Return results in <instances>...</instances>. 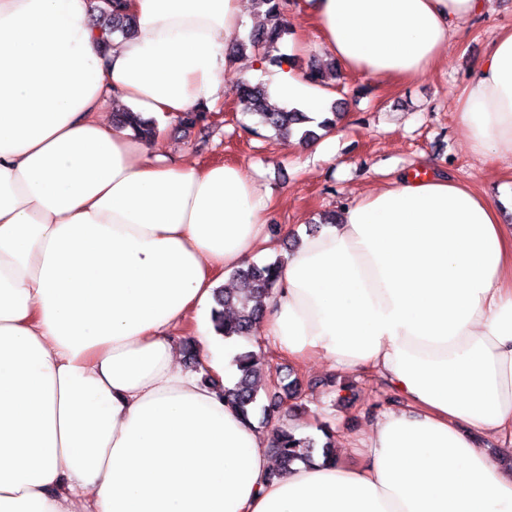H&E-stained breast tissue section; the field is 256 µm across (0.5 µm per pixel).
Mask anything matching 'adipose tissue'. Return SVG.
Instances as JSON below:
<instances>
[{
	"instance_id": "1",
	"label": "adipose tissue",
	"mask_w": 512,
	"mask_h": 512,
	"mask_svg": "<svg viewBox=\"0 0 512 512\" xmlns=\"http://www.w3.org/2000/svg\"><path fill=\"white\" fill-rule=\"evenodd\" d=\"M485 0H307L345 70L409 81ZM0 0V512H512V222L453 177L353 197L300 237L260 329L306 364L377 373L405 404L342 441L360 463L276 476L268 440L202 373L224 370L206 308L219 271L267 248L269 198L237 165L157 152L105 117L212 108L242 0ZM272 104L326 90L286 61ZM480 159L512 156V28L456 101ZM188 328L199 368L178 362ZM105 7H98L99 14L93 15L94 25L108 33L127 34L133 29L135 18L124 11L121 0H104Z\"/></svg>"
}]
</instances>
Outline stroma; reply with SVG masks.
Returning <instances> with one entry per match:
<instances>
[{
  "instance_id": "stroma-1",
  "label": "stroma",
  "mask_w": 512,
  "mask_h": 512,
  "mask_svg": "<svg viewBox=\"0 0 512 512\" xmlns=\"http://www.w3.org/2000/svg\"><path fill=\"white\" fill-rule=\"evenodd\" d=\"M487 2L453 36L441 63L412 83L343 72L330 91L334 102L344 103L345 116L327 153L296 140L282 143L265 131L252 134L256 120L241 110L232 89L241 80L260 85L265 78L249 74L245 54L224 73L225 93L211 127L189 128L165 118L158 143L177 160L239 165L268 190L265 232L273 249L257 255L260 263L287 257L296 237L318 228L321 213L399 176L430 171L467 179L495 200L512 195V157L474 158L455 119V100L473 64L493 35L512 28V0ZM288 18L293 32L280 44V54L296 56L302 71L310 60L330 61L305 0H290ZM268 359L274 375L298 379L299 409L286 397L280 408L285 421L304 427L306 434L318 435L319 425L328 421L353 438L366 431L371 414L404 407L381 378H362L324 359L305 366L273 352Z\"/></svg>"
}]
</instances>
